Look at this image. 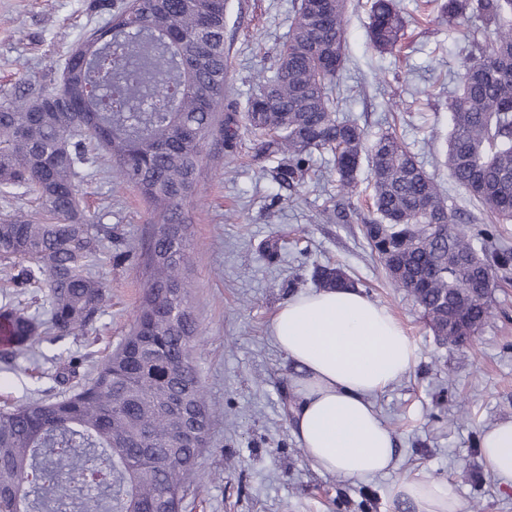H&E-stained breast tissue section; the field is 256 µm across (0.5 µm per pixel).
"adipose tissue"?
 I'll return each mask as SVG.
<instances>
[{
	"label": "adipose tissue",
	"mask_w": 512,
	"mask_h": 512,
	"mask_svg": "<svg viewBox=\"0 0 512 512\" xmlns=\"http://www.w3.org/2000/svg\"><path fill=\"white\" fill-rule=\"evenodd\" d=\"M271 334L295 368V433L312 466L358 480L388 473L394 441L373 399L416 362L401 323L361 290L332 288L288 298ZM480 451L492 478L512 488V420L487 428ZM390 494L415 512L461 510L451 481L426 474L395 482Z\"/></svg>",
	"instance_id": "ef3b65f1"
}]
</instances>
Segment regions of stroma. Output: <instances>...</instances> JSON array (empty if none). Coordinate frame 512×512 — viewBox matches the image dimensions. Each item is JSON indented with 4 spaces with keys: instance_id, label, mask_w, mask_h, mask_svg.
<instances>
[{
    "instance_id": "obj_1",
    "label": "stroma",
    "mask_w": 512,
    "mask_h": 512,
    "mask_svg": "<svg viewBox=\"0 0 512 512\" xmlns=\"http://www.w3.org/2000/svg\"><path fill=\"white\" fill-rule=\"evenodd\" d=\"M90 0H0V97L23 85L56 86L68 53L105 25ZM372 0H348L346 62L336 80L342 116L368 138L396 130L440 185L447 204L483 224L488 216L442 163L457 90L455 75L471 46L445 20L419 22L421 0H398L403 50L377 51L368 37ZM295 0H226L225 103L244 107L259 71L272 70L287 39ZM240 154L227 159L210 144L200 193L187 200L192 309L198 324L195 360L215 419L200 459L202 478L184 512H414L391 498L393 482L418 473L448 479L461 512H512V490L487 473L483 431L512 420V277L498 279L492 314L470 347L435 339L412 297L372 256L357 216L372 192L368 168L358 173L346 219H323L339 201L332 155L314 153L309 179L281 190L271 161L254 160L258 137L240 125ZM80 195L95 223L112 227L111 260L95 269L110 299L94 335L37 343L14 356L0 348V399L22 405L55 400L66 389L55 376L76 366L88 379L133 325L145 285L143 254L153 226L134 188H117L107 168L90 174ZM278 240L275 260L260 250ZM341 267L356 288L402 323L417 350L410 372L374 399L396 441L389 474L351 480L316 471L294 434L293 369L270 335L279 305L293 292L317 290L316 267Z\"/></svg>"
}]
</instances>
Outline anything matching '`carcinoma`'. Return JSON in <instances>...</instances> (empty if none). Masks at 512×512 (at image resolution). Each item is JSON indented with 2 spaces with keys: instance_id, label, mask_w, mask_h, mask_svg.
<instances>
[{
  "instance_id": "carcinoma-1",
  "label": "carcinoma",
  "mask_w": 512,
  "mask_h": 512,
  "mask_svg": "<svg viewBox=\"0 0 512 512\" xmlns=\"http://www.w3.org/2000/svg\"><path fill=\"white\" fill-rule=\"evenodd\" d=\"M105 29L65 60L52 90L0 101V196L30 197L37 221H0V292L45 295L40 322L22 303L0 306L8 344L22 352L43 335L86 336L108 297L94 268L109 259L107 227L79 205V185L98 164L133 187L155 232L149 279L135 324L96 374L67 397L0 408V512H183L208 445L213 410L193 357L197 323L185 272L192 265L184 202L198 194L209 143L235 156L237 120L224 101L225 0H98ZM347 0H298L274 74L246 105L262 136L254 158L273 159L274 180L304 182L314 152L333 153L338 190L352 198L362 160L373 181L363 235L394 284L415 300L436 336L461 346L491 315L494 270H512V248L488 249L493 233L460 223L456 208L393 132L367 142L355 121L336 117L344 65ZM453 24L480 17L491 41L462 65L448 103L444 164L497 224L512 223V0H444ZM395 0H374L369 37L381 52L400 46ZM446 224L444 236L432 224ZM321 288L354 286L337 267L315 271Z\"/></svg>"
}]
</instances>
